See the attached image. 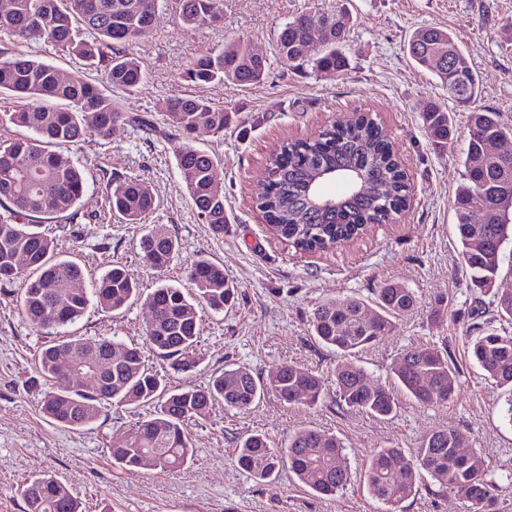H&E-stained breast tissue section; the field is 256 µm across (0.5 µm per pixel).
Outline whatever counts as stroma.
<instances>
[{
  "instance_id": "35a3bbf8",
  "label": "stroma",
  "mask_w": 512,
  "mask_h": 512,
  "mask_svg": "<svg viewBox=\"0 0 512 512\" xmlns=\"http://www.w3.org/2000/svg\"><path fill=\"white\" fill-rule=\"evenodd\" d=\"M340 5L353 20L348 69L332 77L290 70L274 52L279 28L299 13H331ZM178 11L179 0H163L153 28L127 45L147 76L124 101L129 120L116 127L111 142L89 136L64 147L82 168L87 191L76 221L53 219L41 223V231L56 237L58 258L80 264L89 281L119 263L148 291L161 282L187 285V270L198 257L223 266L237 290L235 302L220 314L200 310V364L196 371L170 374L173 387L206 385L227 364L246 366L261 379L284 363L331 375L339 357L311 334L316 306L334 297L364 298L383 282H401L414 290L416 306L391 335L354 357L371 384L395 389L397 411L385 420L373 418L338 403L330 387L313 406L289 405L271 394L246 412L219 404L191 425L195 455L186 466L169 473L123 469L113 465L110 451L125 441L139 418L152 413V406H109L81 431L49 422L40 392L30 386L47 337L19 317L18 285L0 286V512H26L20 487L45 471L65 483L88 512H385L361 478L368 460L387 446L415 448L424 435L441 428L458 430L465 448L482 453L500 487L499 512H512V421L504 413L506 396L462 344L467 325L491 300L469 284L454 225L469 112L449 102L446 89L406 51L416 29H448L478 76L476 108L511 121L512 0H223L221 22L201 27L179 25ZM228 40L264 52L268 70L260 84L185 80L194 58ZM186 95L208 98L233 114L224 132L201 129L195 139L219 161L216 177L224 186L229 217L220 236L198 219L181 187L175 161L179 133L161 112L162 101ZM434 102L451 118L453 141L445 148L431 142L421 120L426 105ZM366 112L384 125L407 172L409 210L398 222L373 225L333 249H295L271 229L256 205L270 153L284 141L311 137L339 118ZM110 174L154 188L159 207L148 223L179 242L168 266L143 264L137 248L142 225L104 218ZM439 299L447 314L437 323L431 311ZM149 316L140 302L116 316L92 304L68 333L115 334L142 347L141 330ZM433 343L447 345L459 372L447 404L424 406L398 390L390 366L408 347ZM303 427L334 433L345 445L354 477L336 495H315L285 470L259 481L237 462L238 436L257 431L278 445ZM400 512H468V503L428 479L417 483Z\"/></svg>"
}]
</instances>
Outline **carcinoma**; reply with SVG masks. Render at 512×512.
I'll list each match as a JSON object with an SVG mask.
<instances>
[{
    "mask_svg": "<svg viewBox=\"0 0 512 512\" xmlns=\"http://www.w3.org/2000/svg\"><path fill=\"white\" fill-rule=\"evenodd\" d=\"M160 8L161 0H13L12 10L0 13V94L17 102L3 116L27 131L9 143L0 141V283L23 280V318L36 331L55 336L38 358V373L49 382L42 391V413L62 428L78 429L92 426L112 403H154L156 410L136 422L123 445L111 449L112 463L139 469L152 458L153 469L167 472L192 459L195 446L189 425L209 415L215 404L245 412L269 392L289 405L314 404L324 394L327 378L299 365L281 364L269 373L278 379L273 387L237 365L224 367L204 387L174 389L166 376L145 367L139 349L117 337L63 333L91 303L120 314L143 298L151 314L143 329L146 343L169 370L188 373L199 365L198 309L222 313L234 297V286L224 270L203 256L188 271L190 292L179 285L161 284L145 295L138 277L123 265L112 266L88 288H75L73 284L83 282L82 268L70 260H52L57 240L38 230L39 219L74 218L86 189L76 163L48 146L73 145L87 134L111 140L114 128L127 119L121 96L136 92L146 79L140 62L122 48L154 25ZM222 12V0H180L178 19L184 26L195 27L220 21ZM337 16L342 24L331 25L321 55L300 57L298 44L307 29ZM348 33L349 17L343 12L300 14L280 28L275 48L293 69L309 67L334 75L349 65L344 50ZM20 43L51 44L65 56L102 69L109 89L89 82L79 72L65 76L50 62L8 48ZM408 53L416 65L433 71L455 104L476 101L478 77L448 30L431 26L415 30ZM266 69L267 65L250 59L248 44L228 41L196 57L186 78L195 83L227 80L251 86L263 81ZM51 101H63L66 107L51 106ZM162 112L182 139L176 151L181 184L198 217L222 235L227 214L224 187L213 178L217 160L194 144V134L201 127L221 133L232 117L197 96L169 98ZM422 121L432 141L448 143V112L431 103L422 112ZM469 121V139L461 150L464 182L454 199L455 228L471 286L486 293L500 271L503 245L512 242V205L500 208L502 197L512 199V166L511 173L503 174L498 162L486 154L485 144L512 137V124L504 122L500 113L485 109L471 112ZM318 166L335 169L336 182L341 184L364 176V192L354 196L345 189L336 194L332 207L307 206L306 186L311 170ZM268 169L272 178L265 187L262 210L278 235L306 252L348 242L370 224L390 223L409 202L405 170L382 128L368 115L354 123L332 125L311 139L284 144L270 158ZM105 186L109 211L127 224L144 223L157 208L153 189L134 177H113ZM478 193L484 196L486 209L497 212L494 220H486L474 208ZM139 251L144 264L162 268L177 253L178 240L152 225L141 236ZM18 257L25 259L22 269L16 265ZM415 305L412 289L387 281L369 300L351 296L320 303L310 327L321 345L351 355L389 336ZM492 305L490 317L469 330L464 344L486 375L508 389L507 413L512 418V332L499 326L512 324V295L495 293ZM114 347L122 348L123 358L112 364L102 387L86 392L72 378L62 383V366L95 351L105 356ZM390 371L402 389L424 406L444 404L455 392L458 368L446 347H412L393 361ZM332 385L336 401L374 418L387 419L397 409L395 394L367 383L364 369L353 363L336 365ZM460 439L459 431L445 428L429 432L410 451L399 446L377 450L364 470L367 489L388 512H398L427 475L464 497L470 503L469 512H497L498 484L488 477L481 453L456 452ZM235 454L257 480L286 468L317 494H334L352 478L340 440L313 428L288 436V442L276 448L263 434L244 435ZM21 495L27 512H84L82 502L50 474L32 476L22 485Z\"/></svg>",
    "mask_w": 512,
    "mask_h": 512,
    "instance_id": "1",
    "label": "carcinoma"
}]
</instances>
